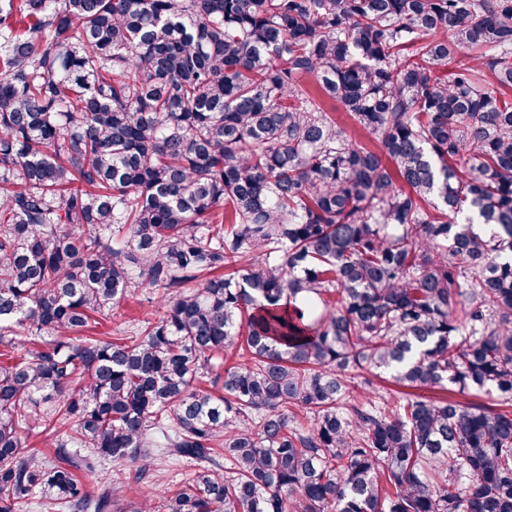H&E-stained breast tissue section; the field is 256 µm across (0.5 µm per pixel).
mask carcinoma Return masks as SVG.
Wrapping results in <instances>:
<instances>
[{
  "mask_svg": "<svg viewBox=\"0 0 512 512\" xmlns=\"http://www.w3.org/2000/svg\"><path fill=\"white\" fill-rule=\"evenodd\" d=\"M0 346V512H512V0H0ZM161 311L157 303L152 306L147 304L140 291L131 290L119 304L112 307L110 315L100 320V325L88 335L105 340L124 336L123 328H130L138 320L158 317ZM193 467L175 460L165 462L152 471L149 479L140 484L139 487L145 494L153 497L155 510L162 511V496L166 489H176L179 484L190 478Z\"/></svg>",
  "mask_w": 512,
  "mask_h": 512,
  "instance_id": "cac0c4a2",
  "label": "carcinoma"
}]
</instances>
